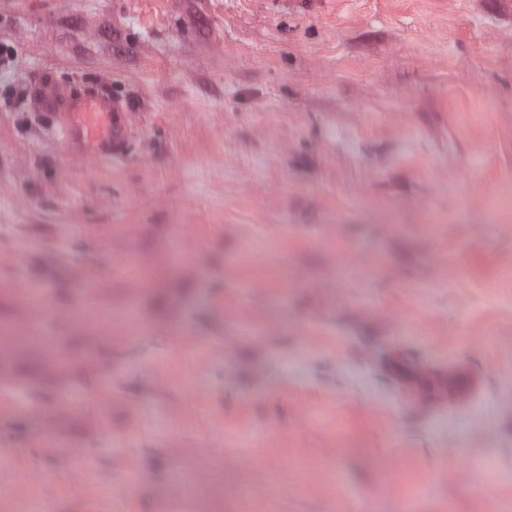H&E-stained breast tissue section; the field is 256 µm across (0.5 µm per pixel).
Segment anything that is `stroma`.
<instances>
[{"label":"stroma","instance_id":"stroma-1","mask_svg":"<svg viewBox=\"0 0 512 512\" xmlns=\"http://www.w3.org/2000/svg\"><path fill=\"white\" fill-rule=\"evenodd\" d=\"M0 44V504L512 512V0H0ZM32 100L37 112L52 121L69 156L108 161L126 156L134 113L118 96L96 90L73 94L66 84L45 74L35 86Z\"/></svg>","mask_w":512,"mask_h":512}]
</instances>
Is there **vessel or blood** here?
Here are the masks:
<instances>
[{
  "label": "vessel or blood",
  "mask_w": 512,
  "mask_h": 512,
  "mask_svg": "<svg viewBox=\"0 0 512 512\" xmlns=\"http://www.w3.org/2000/svg\"><path fill=\"white\" fill-rule=\"evenodd\" d=\"M32 100L35 109L50 118L69 156L108 161L126 156L134 114L118 96L96 90L77 95L46 74L35 86Z\"/></svg>",
  "instance_id": "obj_1"
}]
</instances>
